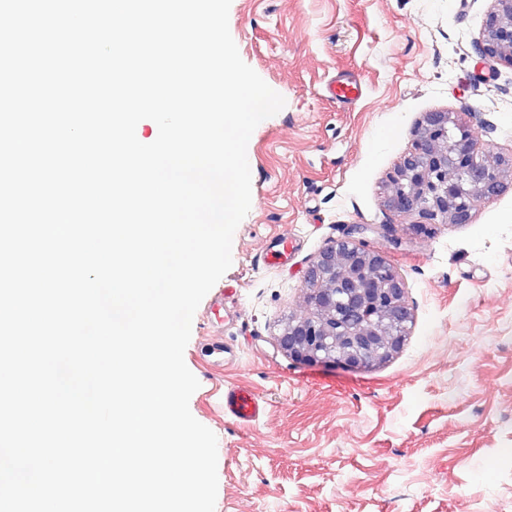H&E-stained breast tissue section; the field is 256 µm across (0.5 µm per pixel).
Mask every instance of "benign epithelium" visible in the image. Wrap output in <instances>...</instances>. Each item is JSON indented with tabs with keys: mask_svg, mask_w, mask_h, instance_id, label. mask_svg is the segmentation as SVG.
Listing matches in <instances>:
<instances>
[{
	"mask_svg": "<svg viewBox=\"0 0 512 512\" xmlns=\"http://www.w3.org/2000/svg\"><path fill=\"white\" fill-rule=\"evenodd\" d=\"M484 59L512 66V0H492L484 31L474 42ZM512 160L478 150L472 129L448 112L425 114L413 148L400 159L384 193L385 208L417 212L432 224H469L475 211L504 188ZM331 241L304 274L306 304L314 315L292 318L278 337L280 348L303 363L367 368L397 353L413 322L404 279L386 251L353 238ZM341 310L352 339L329 344V319Z\"/></svg>",
	"mask_w": 512,
	"mask_h": 512,
	"instance_id": "7a95c632",
	"label": "benign epithelium"
}]
</instances>
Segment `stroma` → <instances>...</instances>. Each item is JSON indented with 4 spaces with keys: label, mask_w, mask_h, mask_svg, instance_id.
<instances>
[{
    "label": "stroma",
    "mask_w": 512,
    "mask_h": 512,
    "mask_svg": "<svg viewBox=\"0 0 512 512\" xmlns=\"http://www.w3.org/2000/svg\"><path fill=\"white\" fill-rule=\"evenodd\" d=\"M490 9L232 0L242 60L286 105L250 137L251 209L184 353L200 382L190 411L218 440L215 512H512V181L465 225L421 231L419 214L382 203L426 113H451L512 157V66L473 49ZM338 78L361 82V98L329 99ZM358 224L407 285L410 332L366 369L296 362L278 337L305 311L304 272ZM283 233L295 241L287 263L264 265ZM238 384L262 399L257 421L225 416Z\"/></svg>",
    "instance_id": "obj_1"
}]
</instances>
